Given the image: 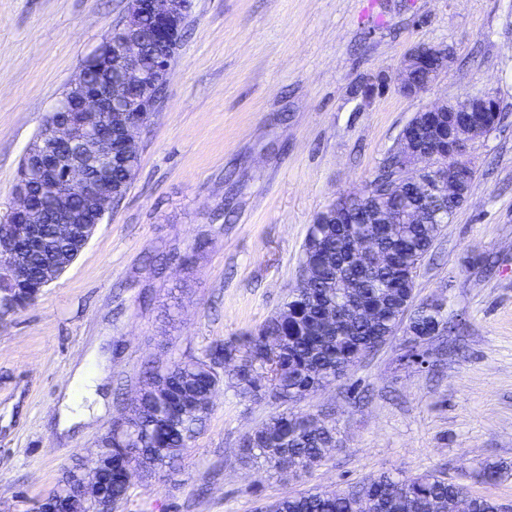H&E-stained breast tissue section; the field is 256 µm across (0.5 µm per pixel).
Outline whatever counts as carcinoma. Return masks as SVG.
<instances>
[{
  "mask_svg": "<svg viewBox=\"0 0 512 512\" xmlns=\"http://www.w3.org/2000/svg\"><path fill=\"white\" fill-rule=\"evenodd\" d=\"M89 81L112 72V63L86 59ZM448 115L436 116L422 127L424 145H448ZM139 157L132 169L115 168L112 182L120 194L129 189ZM399 170V160L388 156L355 194L331 204L329 218L316 217L310 225L299 265L312 270L310 280L291 289L280 308L255 330L208 347L201 357H189L152 367L145 373L141 401L131 408L122 433L106 434L101 445L112 449V499L123 504L136 479H163L174 473L190 448L206 408L193 404L200 390L227 383L244 401L270 399L281 406L239 443L241 459L269 472L288 468L296 460L294 475L311 473L332 449L336 428L325 419L296 409L320 386L348 375L352 364L372 348L389 341L402 329L410 336L448 330L440 307L413 305L417 270L431 253L441 228L460 204L443 209L424 203V223L408 219L401 199L409 193L384 191ZM392 210L394 224L388 234L374 223L377 206ZM370 233L391 255V261L369 270L350 259L358 237ZM341 306L346 319L336 330L325 331L321 318ZM375 316L364 318L362 306ZM504 467L487 463L477 480L493 484ZM460 487L437 472L408 475L401 470L381 471L345 490H308L262 501L255 512H458ZM473 512H508L488 496L473 497Z\"/></svg>",
  "mask_w": 512,
  "mask_h": 512,
  "instance_id": "1",
  "label": "carcinoma"
}]
</instances>
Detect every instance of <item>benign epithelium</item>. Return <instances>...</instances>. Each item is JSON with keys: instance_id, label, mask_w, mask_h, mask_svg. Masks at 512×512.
Wrapping results in <instances>:
<instances>
[{"instance_id": "obj_1", "label": "benign epithelium", "mask_w": 512, "mask_h": 512, "mask_svg": "<svg viewBox=\"0 0 512 512\" xmlns=\"http://www.w3.org/2000/svg\"><path fill=\"white\" fill-rule=\"evenodd\" d=\"M185 0H128L123 20L116 26L118 40L102 42L91 57H112L120 77L97 88L86 83L84 71L69 82V97L52 110L51 120L42 136L26 150L29 168L39 174L19 175L10 219L0 223V307L21 310L36 300V291L24 297L16 295L13 285L24 280L32 251L40 244L39 225L53 222L55 237L65 243L75 239L88 244L97 225L88 223V213L73 206L80 199L92 209L106 214L112 205L114 189L109 172L98 168L100 159L112 161L116 144L124 147L118 163L139 144L138 130L155 111L151 89L160 80L168 81L170 66L147 68L144 56L150 49L142 31L143 20L154 21L158 37L170 48L178 45L185 11ZM448 49L442 46L416 47L400 63V91L413 96L431 85L448 69ZM497 99L486 92L466 96V116L454 125L455 144L443 155L415 145L411 136L401 134L394 154L401 161L400 182L411 185L420 197L433 195L446 202L467 199L470 186L461 183L471 166L463 160L470 141L492 132L478 119ZM71 252L57 253L43 269V284L48 285L70 267ZM105 449L98 451L95 465L82 470L70 486V512H114L112 501L100 488Z\"/></svg>"}]
</instances>
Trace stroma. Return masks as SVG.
Instances as JSON below:
<instances>
[{"instance_id": "35a3bbf8", "label": "stroma", "mask_w": 512, "mask_h": 512, "mask_svg": "<svg viewBox=\"0 0 512 512\" xmlns=\"http://www.w3.org/2000/svg\"><path fill=\"white\" fill-rule=\"evenodd\" d=\"M126 8L0 0V216L28 144ZM424 45L453 60L409 97L398 68ZM480 92L504 120L469 146V199L416 281V302L444 300L448 319L428 365L403 360L399 333L303 400L341 442L303 478L241 462L240 438L274 406L220 387L180 470L135 482L122 512H254L260 498L395 468L440 471L512 505V473L472 477L512 464V0H192L125 197L32 305L0 309V512H34L66 471L92 468L148 366L200 355L276 311L316 215L362 187L416 112ZM82 366L104 369L105 401L63 432L59 405Z\"/></svg>"}]
</instances>
